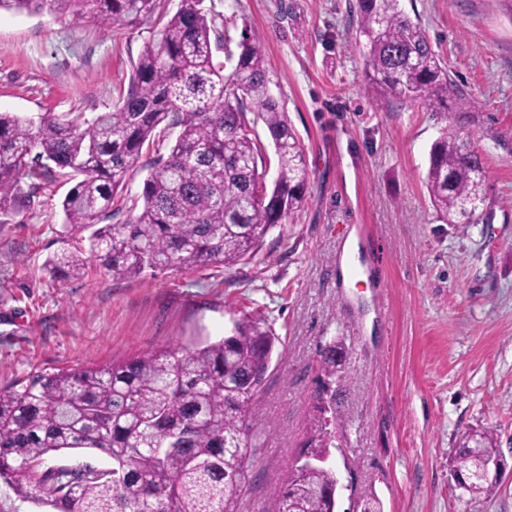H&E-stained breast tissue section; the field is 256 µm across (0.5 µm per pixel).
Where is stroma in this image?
<instances>
[{"instance_id":"obj_1","label":"stroma","mask_w":512,"mask_h":512,"mask_svg":"<svg viewBox=\"0 0 512 512\" xmlns=\"http://www.w3.org/2000/svg\"><path fill=\"white\" fill-rule=\"evenodd\" d=\"M181 0L129 25H78L0 12V111H111ZM232 42L259 39L269 89L308 166L306 201L232 268L108 275L98 262L64 281L47 259L87 248L66 230L60 177L0 211V389L70 368H106L150 349L232 335L260 317L277 336L253 419L260 451L238 512H277L273 490L314 424L329 461L383 512H512V0H401L467 94L447 116L377 95L364 76L349 0H204ZM471 138L487 211L443 221L426 187L443 128ZM357 236L368 279L343 282ZM344 355L336 394L317 408L319 361ZM486 428L503 459L480 497L457 488L461 435Z\"/></svg>"}]
</instances>
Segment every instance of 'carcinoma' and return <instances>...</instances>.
Returning a JSON list of instances; mask_svg holds the SVG:
<instances>
[{
	"label": "carcinoma",
	"mask_w": 512,
	"mask_h": 512,
	"mask_svg": "<svg viewBox=\"0 0 512 512\" xmlns=\"http://www.w3.org/2000/svg\"><path fill=\"white\" fill-rule=\"evenodd\" d=\"M161 0H0V10L49 12L75 23L150 18ZM355 36L366 76L386 98L448 111L458 95L440 55L400 0H355ZM231 40L202 0H183L140 55L127 93L112 112L48 115L39 122L0 112V211L21 182L37 191L58 176L78 181L64 197V226L89 229V253L114 277L146 267L229 268L252 256L267 233L304 205L305 155L284 105L268 89L260 42L214 60ZM229 73H224L226 64ZM256 112L265 123L278 175L260 179L261 147L251 137ZM178 129L167 156L148 166L142 207L111 224L117 191L143 148ZM483 161L466 139L444 129L432 144L426 185L450 224L480 219L486 206ZM83 251L47 261L50 274H82ZM278 337L261 319L236 334L192 349L148 351L108 368L80 367L33 375L0 391V480L57 512H237L232 485L246 486L257 446L252 417ZM482 456L498 457L493 434H465L453 460L456 475L476 473ZM306 447L329 451L324 425ZM92 450L112 459V476L84 463L48 464L64 451ZM336 483L325 468L290 470L276 490L280 512H329L319 492Z\"/></svg>",
	"instance_id": "carcinoma-1"
}]
</instances>
